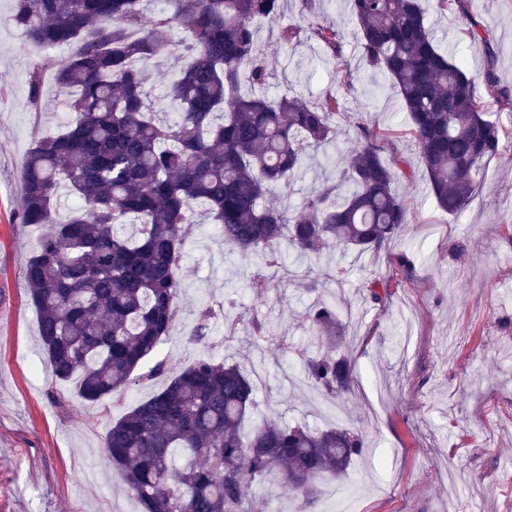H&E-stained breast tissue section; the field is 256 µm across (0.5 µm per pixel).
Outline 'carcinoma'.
Masks as SVG:
<instances>
[{"mask_svg":"<svg viewBox=\"0 0 512 512\" xmlns=\"http://www.w3.org/2000/svg\"><path fill=\"white\" fill-rule=\"evenodd\" d=\"M13 0L11 21L27 42L66 46L69 55L27 71L30 112L42 116L46 77L69 102L70 120L39 136L22 170L19 221L39 229L24 267L39 341L53 376L73 384L56 394L96 404L122 402L133 384L162 372L143 366L177 313L179 266L189 217L200 209L220 225L224 244L286 271L287 248L298 259L331 249L377 252L400 238L403 200L397 171L384 161L378 134L361 127L357 146L334 182H324L290 212L275 191L290 188L307 151L333 141L340 97L315 101L264 88L272 76L255 21L281 15L284 0ZM358 48L385 76L408 115L437 207L456 217L472 200L477 178L506 131L489 119L476 80L442 50L425 0H349ZM457 13L461 33L488 41L467 0H437ZM308 33L337 56L341 34L327 21L288 24L286 45ZM178 54L156 103L144 89L147 67ZM496 56L488 52L485 90L499 98ZM74 199L65 218L64 201ZM247 286L265 296L270 279ZM310 353L303 373L324 400L354 390L351 361L340 353L346 323L336 303L306 313ZM216 314L198 312L190 336L208 340ZM257 385L237 364L203 359L171 376L148 399L113 421L105 435L112 469L141 512H267L245 489L282 470L303 512H316L314 480L341 478L371 452L343 422L317 429L305 422L261 420Z\"/></svg>","mask_w":512,"mask_h":512,"instance_id":"obj_1","label":"carcinoma"}]
</instances>
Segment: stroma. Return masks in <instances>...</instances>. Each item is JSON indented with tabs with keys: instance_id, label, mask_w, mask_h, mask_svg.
Listing matches in <instances>:
<instances>
[{
	"instance_id": "stroma-1",
	"label": "stroma",
	"mask_w": 512,
	"mask_h": 512,
	"mask_svg": "<svg viewBox=\"0 0 512 512\" xmlns=\"http://www.w3.org/2000/svg\"><path fill=\"white\" fill-rule=\"evenodd\" d=\"M488 43L465 39L455 13L431 7L438 44L452 47L482 77L487 52L496 55L500 88L512 94V0H470ZM0 0V512H137L138 504L112 469L104 448L111 420L150 397L174 375L203 359L237 361L257 381L256 418L307 417L321 428L343 419L368 442L370 455L355 459L344 478L318 480L320 492L347 491L354 512H512V97L488 103L491 120L507 136L479 177L460 217L436 208L422 167L398 178L394 189L407 206L404 236L377 253L330 252L296 273L317 280L308 292L274 277L267 300L256 299L246 278L259 267L225 246L218 225L192 218L179 275L183 288L174 326L153 355L165 364L156 378L131 386L122 404L89 406L52 400L59 391L38 338L23 269L38 238L21 224V175L35 137L55 131L69 110L46 82L47 113L34 124L25 73L38 54L9 22ZM342 32L339 57L313 40L282 45L278 29L308 14ZM275 77V98L293 91L303 99L336 92V145L305 157L304 176L284 197L298 207L314 186L333 180L348 160L360 126L375 129L388 163L416 159L410 123L385 77L364 67L348 0H285L277 21H258ZM414 255L410 269L399 264ZM343 265L342 284L329 281ZM387 286L384 307L374 306L370 282ZM235 288L236 312L260 313L271 336L225 345L223 321L204 343L189 333L198 310L224 305ZM338 294L349 325L347 353L358 385L338 405H320L300 377V350L308 340L306 310Z\"/></svg>"
}]
</instances>
